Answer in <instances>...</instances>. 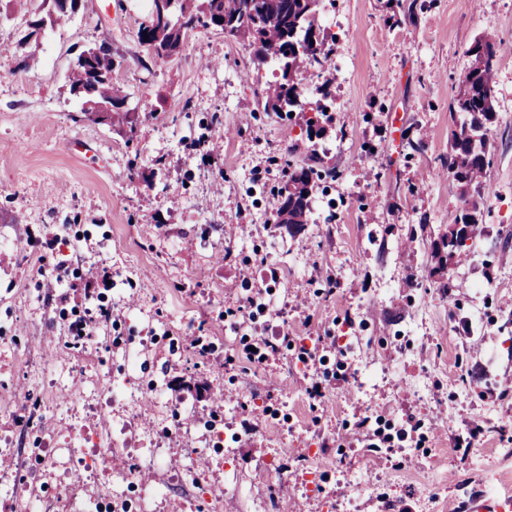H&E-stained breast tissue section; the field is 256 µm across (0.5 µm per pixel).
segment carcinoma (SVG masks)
<instances>
[{"mask_svg": "<svg viewBox=\"0 0 512 512\" xmlns=\"http://www.w3.org/2000/svg\"><path fill=\"white\" fill-rule=\"evenodd\" d=\"M52 4L46 16L37 20L40 27L55 24L69 16L60 0H43ZM319 0H152L147 13L150 24H141L139 42L157 56H172L178 51L186 34L197 25L228 18L236 20L237 34L250 40L255 57L261 63L276 61L288 66V83L269 87L265 109L277 112L283 104L288 108L301 107V83L294 73L306 64L324 65L330 60L333 48L321 36L316 24ZM498 45L486 35L467 50L471 65L461 81V90L454 111L461 114L456 130L452 132L448 170L463 188L455 217V229L448 234V256L463 246L468 229L478 224L481 210L490 195L469 196L464 189L478 183L490 164L484 130L495 119L494 70ZM91 60L75 63L71 92L85 99L89 111L112 106L119 123L134 128L129 111H120L124 97L112 84L107 74L112 71V49L107 45L90 48ZM313 167H302L289 172L288 207L276 209L279 224H306L312 214L315 184Z\"/></svg>", "mask_w": 512, "mask_h": 512, "instance_id": "obj_1", "label": "carcinoma"}]
</instances>
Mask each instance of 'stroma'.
Segmentation results:
<instances>
[{"instance_id": "35a3bbf8", "label": "stroma", "mask_w": 512, "mask_h": 512, "mask_svg": "<svg viewBox=\"0 0 512 512\" xmlns=\"http://www.w3.org/2000/svg\"><path fill=\"white\" fill-rule=\"evenodd\" d=\"M150 6L89 0L33 35L41 0H0V487L17 490L0 512H25L29 486L99 492L106 512L132 466L124 512H213L219 492L223 512L258 496L468 512L512 494V0H320L335 80L302 73L329 91L312 139L305 113L265 110L282 72L247 39L197 28L154 58L137 37ZM490 30L491 199L452 258L450 106ZM101 43L135 128L85 118L70 91ZM313 154L316 220L294 230L277 191ZM105 384L142 398L134 425ZM80 427L120 441L105 465L89 469Z\"/></svg>"}]
</instances>
